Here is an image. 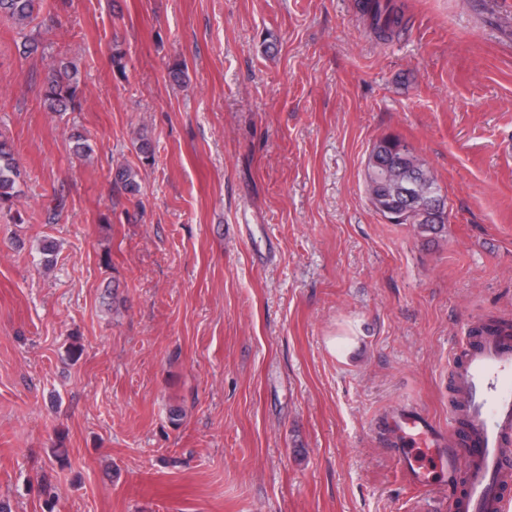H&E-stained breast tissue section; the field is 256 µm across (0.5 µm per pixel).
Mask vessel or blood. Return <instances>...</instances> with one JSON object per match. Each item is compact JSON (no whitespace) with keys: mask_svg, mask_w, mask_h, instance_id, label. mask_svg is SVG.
Here are the masks:
<instances>
[{"mask_svg":"<svg viewBox=\"0 0 512 512\" xmlns=\"http://www.w3.org/2000/svg\"><path fill=\"white\" fill-rule=\"evenodd\" d=\"M466 404L467 441L441 447V434L415 410L392 416L398 464L414 487L431 486V470L462 473L460 492L448 498V512H512L505 477L512 463L504 450L512 442V337L490 332L467 342L456 374Z\"/></svg>","mask_w":512,"mask_h":512,"instance_id":"obj_1","label":"vessel or blood"}]
</instances>
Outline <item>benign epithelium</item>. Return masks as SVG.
<instances>
[{
    "label": "benign epithelium",
    "mask_w": 512,
    "mask_h": 512,
    "mask_svg": "<svg viewBox=\"0 0 512 512\" xmlns=\"http://www.w3.org/2000/svg\"><path fill=\"white\" fill-rule=\"evenodd\" d=\"M384 151L369 153L365 168V187L373 196L384 189L388 204L380 206L379 215L389 224H445L447 197L434 182L425 161L410 148L400 150L392 163L383 162Z\"/></svg>",
    "instance_id": "obj_1"
}]
</instances>
